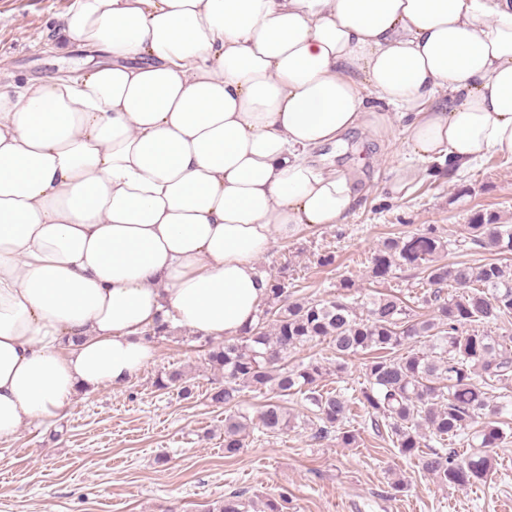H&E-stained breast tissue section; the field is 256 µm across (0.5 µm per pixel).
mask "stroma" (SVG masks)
Wrapping results in <instances>:
<instances>
[{"mask_svg":"<svg viewBox=\"0 0 512 512\" xmlns=\"http://www.w3.org/2000/svg\"><path fill=\"white\" fill-rule=\"evenodd\" d=\"M75 0H0V81L23 84L80 65L84 55L54 53L61 19ZM406 120L387 133H346L344 147H323L325 163L352 172L362 193L347 222L302 231L275 243L258 262L266 275L285 274L289 290L315 300L338 295L342 279L366 301L392 293L416 304L424 291L419 270L401 267L375 281L370 257L384 238L435 225L446 262L498 258L495 248L470 243L464 226L478 213L512 224V156L493 154L452 175L431 166L402 191ZM336 256L333 266L317 263ZM152 363L126 385L80 394L64 416L24 426L0 442V512H211L224 495L284 498L285 512H512V442L496 449L491 481L443 488L401 457L391 442L357 417L362 441L344 448L316 441L299 402L300 425L267 437L253 430L237 456L224 455V409L209 399L222 383L208 361L211 338L175 329L152 338ZM185 371L191 397L154 385L164 371ZM404 478L405 491L392 484Z\"/></svg>","mask_w":512,"mask_h":512,"instance_id":"1","label":"stroma"}]
</instances>
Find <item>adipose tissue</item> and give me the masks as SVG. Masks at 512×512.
Wrapping results in <instances>:
<instances>
[{
    "label": "adipose tissue",
    "instance_id": "obj_1",
    "mask_svg": "<svg viewBox=\"0 0 512 512\" xmlns=\"http://www.w3.org/2000/svg\"><path fill=\"white\" fill-rule=\"evenodd\" d=\"M74 46L0 85V440L126 384L150 328L239 335L270 247L358 207L315 156L348 131L512 156V0H76Z\"/></svg>",
    "mask_w": 512,
    "mask_h": 512
}]
</instances>
